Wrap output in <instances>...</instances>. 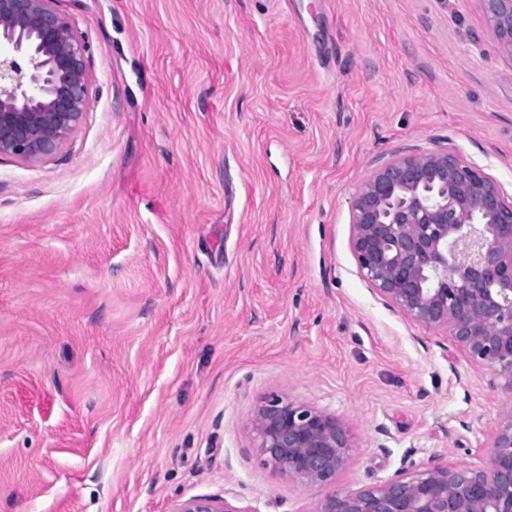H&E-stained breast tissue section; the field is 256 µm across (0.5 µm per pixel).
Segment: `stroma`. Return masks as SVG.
<instances>
[{"mask_svg": "<svg viewBox=\"0 0 512 512\" xmlns=\"http://www.w3.org/2000/svg\"><path fill=\"white\" fill-rule=\"evenodd\" d=\"M89 109L0 157V512H311L262 465L263 397L352 429L337 483L483 465L508 397L375 295L351 205L449 147L512 196V58L478 0H52ZM170 512H259L249 508H240L223 496L197 495L180 500Z\"/></svg>", "mask_w": 512, "mask_h": 512, "instance_id": "35a3bbf8", "label": "stroma"}]
</instances>
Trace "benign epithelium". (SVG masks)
I'll return each mask as SVG.
<instances>
[{
	"instance_id": "1",
	"label": "benign epithelium",
	"mask_w": 512,
	"mask_h": 512,
	"mask_svg": "<svg viewBox=\"0 0 512 512\" xmlns=\"http://www.w3.org/2000/svg\"><path fill=\"white\" fill-rule=\"evenodd\" d=\"M52 0H0V156L37 165L56 154L88 108L85 46ZM512 57V0H478ZM350 250L371 289L412 321L441 329L490 385L512 397V197L482 167L446 148L402 153L376 168L351 206ZM247 427L262 464L300 489L310 512H512V404L499 413L482 468L406 456L377 484L341 487L349 425L271 394ZM171 512H254L197 495Z\"/></svg>"
}]
</instances>
